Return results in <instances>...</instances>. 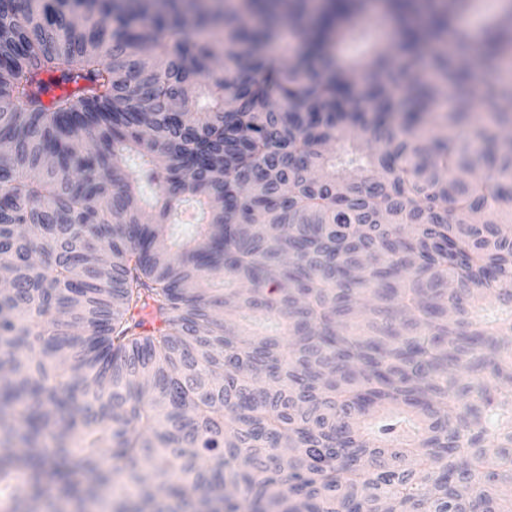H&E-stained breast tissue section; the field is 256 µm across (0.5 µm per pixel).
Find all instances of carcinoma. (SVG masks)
<instances>
[{
	"label": "carcinoma",
	"mask_w": 512,
	"mask_h": 512,
	"mask_svg": "<svg viewBox=\"0 0 512 512\" xmlns=\"http://www.w3.org/2000/svg\"><path fill=\"white\" fill-rule=\"evenodd\" d=\"M236 2L0 0V503L512 512V0Z\"/></svg>",
	"instance_id": "cac0c4a2"
}]
</instances>
